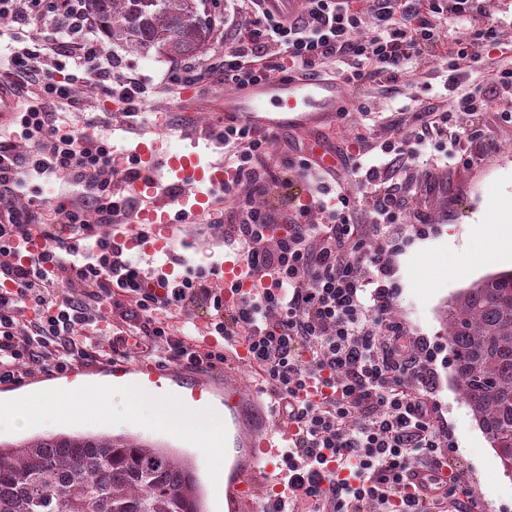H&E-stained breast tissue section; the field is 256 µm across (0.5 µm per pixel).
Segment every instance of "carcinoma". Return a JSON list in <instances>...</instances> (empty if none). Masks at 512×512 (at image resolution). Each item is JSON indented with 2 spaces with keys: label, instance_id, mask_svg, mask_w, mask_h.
Masks as SVG:
<instances>
[{
  "label": "carcinoma",
  "instance_id": "1",
  "mask_svg": "<svg viewBox=\"0 0 512 512\" xmlns=\"http://www.w3.org/2000/svg\"><path fill=\"white\" fill-rule=\"evenodd\" d=\"M207 0H89L101 35L171 59L211 42ZM451 379L512 477V270L459 291L445 311ZM0 512H206L185 455L133 435L57 433L0 442Z\"/></svg>",
  "mask_w": 512,
  "mask_h": 512
}]
</instances>
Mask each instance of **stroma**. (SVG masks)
<instances>
[{"mask_svg": "<svg viewBox=\"0 0 512 512\" xmlns=\"http://www.w3.org/2000/svg\"><path fill=\"white\" fill-rule=\"evenodd\" d=\"M495 45L486 47L478 61L465 64L460 78L462 87L477 84L488 71L512 64V0H501ZM55 18L49 17L39 28L21 25L13 18L0 19V55L10 56L13 48L31 44L37 36H55ZM232 39L231 31L215 27L211 46L200 56L171 62L157 54L144 55L124 44L102 43L103 51L118 54L116 75L139 74L146 86L140 101V114L126 117L122 99L101 90H90L88 81L76 82L75 108L65 121L74 131L99 130L110 134L112 152L123 165H130L132 152L142 138L161 141L169 153H196L201 161L215 154L205 141H192L184 134L186 124L199 127L217 126L222 122L220 98L225 85L219 69L224 47ZM180 69L178 83L165 82L171 69ZM446 79L432 60H424L417 71L398 82H369L356 88L349 111L337 115L327 138L339 155L352 151L357 140L377 145L387 139L404 137L416 125L420 109L448 102ZM194 91L198 108L179 112L174 103L185 88ZM463 151L462 159L443 161L440 152L426 146L423 157L415 162L412 174L418 183L417 194L408 195L399 221L386 226V236L405 239L402 250L389 254L397 291L391 316L408 332L410 339L427 338L439 347L435 367L439 385L434 394L448 422L447 431L454 447L448 464L462 477L460 488L475 493L487 512H512V478L504 475L500 460L487 438L478 428L468 407L451 381L448 366V343L445 310L449 300L462 288L482 277L512 268V253L491 247L480 224L499 223L512 213V125L498 121L495 112L480 115L459 114L449 130ZM311 179L294 177L292 183L269 182L264 193L251 194L248 186H234L235 194L251 197L261 209L274 208L278 224H287L293 207L308 203ZM80 191L61 181L44 177L27 178L15 198L17 206L43 202L78 200ZM414 224L432 225V232L414 237ZM231 221L224 205H215L199 220L175 225L172 255L157 253L147 257L140 248L128 250V260L140 268L161 267L169 258L180 261L184 274L199 268L220 265L232 255L225 237ZM130 433L144 439L165 443L192 456L202 483H209L214 458L211 453L173 438L162 431L134 424L103 426L95 421L46 425L56 433L100 432Z\"/></svg>", "mask_w": 512, "mask_h": 512, "instance_id": "1", "label": "stroma"}]
</instances>
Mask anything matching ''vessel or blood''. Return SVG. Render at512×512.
Listing matches in <instances>:
<instances>
[{
  "label": "vessel or blood",
  "mask_w": 512,
  "mask_h": 512,
  "mask_svg": "<svg viewBox=\"0 0 512 512\" xmlns=\"http://www.w3.org/2000/svg\"><path fill=\"white\" fill-rule=\"evenodd\" d=\"M265 13L294 18L304 0H259ZM350 97L339 79H315L288 76L246 84L224 93V114L251 128L272 135L292 129L304 132L325 125L336 113L346 111ZM225 182L223 164L200 166L196 154H158L154 145L139 143L132 176L124 182L125 197L133 208L130 217L144 226V233L124 237L127 247L139 246L154 253L167 250L172 229L177 222L193 220L212 205L213 194ZM224 275L215 286L225 304L239 302L242 295L257 287L258 277L249 271L241 258L225 260ZM236 365L227 363L224 374V408L236 411L243 402L241 391L233 381ZM293 423H277L252 432L245 445L264 463L267 472L276 474V493L288 492V481L279 469L284 449L295 437ZM228 512H244L252 495V482L234 465L227 480Z\"/></svg>",
  "instance_id": "vessel-or-blood-1"
}]
</instances>
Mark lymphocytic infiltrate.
<instances>
[{
    "instance_id": "lymphocytic-infiltrate-1",
    "label": "lymphocytic infiltrate",
    "mask_w": 512,
    "mask_h": 512,
    "mask_svg": "<svg viewBox=\"0 0 512 512\" xmlns=\"http://www.w3.org/2000/svg\"><path fill=\"white\" fill-rule=\"evenodd\" d=\"M494 13L491 0H305L299 20L286 23L264 13L258 0H232L224 13L225 27L235 32L224 52V82L244 85L282 73L283 50L292 67L311 72L336 62L356 86L397 82L423 56L435 58L449 73L447 108L420 112L411 140L382 143L375 160H366L362 148L351 157L352 174L375 194L376 226L393 224L401 204L390 175L401 159H417L420 145L447 133L455 114L512 98V67L493 70L468 90L457 80L464 62L495 42ZM50 14L61 15L63 40H34L9 60L12 76L34 91L11 122L31 150L20 158L0 142V381L21 380L34 365L62 372L78 361L108 359L128 342L162 364L215 369L223 348L195 345L173 324L203 303L211 310L208 334L246 345L252 366L279 391L282 414L299 425L295 449L282 462L289 497L265 512H297L302 504L313 512H485L476 498H459L455 476L431 481L425 494L406 490L414 459L434 468L451 448L435 424L434 349L426 341L409 348L403 327L389 320L393 270L359 236L350 220L355 202L334 189L333 174L318 171L319 200L299 207L280 236L272 212L225 195L238 254L265 282L229 309L202 272L161 293L145 288L142 269L101 238L99 226L127 216L112 191V146L106 136L67 128L50 110L51 102L71 100L74 83L41 80V66L69 57L105 94L132 102L145 88L135 76L113 83L114 55L99 46L87 0H0V16L26 25ZM449 16L478 23L468 46L442 50L437 23ZM224 144L235 182L263 191L273 175L266 137L245 124L228 125ZM34 174L82 188L87 204L57 203L49 220L42 208L17 207L25 176ZM315 210L321 223H308ZM34 233L46 247L24 257L16 243ZM77 237L88 246L75 248ZM73 284L82 287L80 296L61 294ZM301 345L303 361L296 354ZM310 386L321 389V399L298 401Z\"/></svg>"
}]
</instances>
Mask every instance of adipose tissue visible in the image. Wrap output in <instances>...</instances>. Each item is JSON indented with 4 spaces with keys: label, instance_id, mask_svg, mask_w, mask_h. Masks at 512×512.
<instances>
[{
    "label": "adipose tissue",
    "instance_id": "1",
    "mask_svg": "<svg viewBox=\"0 0 512 512\" xmlns=\"http://www.w3.org/2000/svg\"><path fill=\"white\" fill-rule=\"evenodd\" d=\"M124 396L128 406V420L147 428L163 430L189 439L205 448L220 447L222 421L220 418H199L192 413H165L158 409L156 392H145L113 380L109 390L84 381L73 383L71 390L57 395L39 392L30 394L21 402H0V421L15 424L43 423L60 418L68 420H108L112 417L110 397Z\"/></svg>",
    "mask_w": 512,
    "mask_h": 512
}]
</instances>
